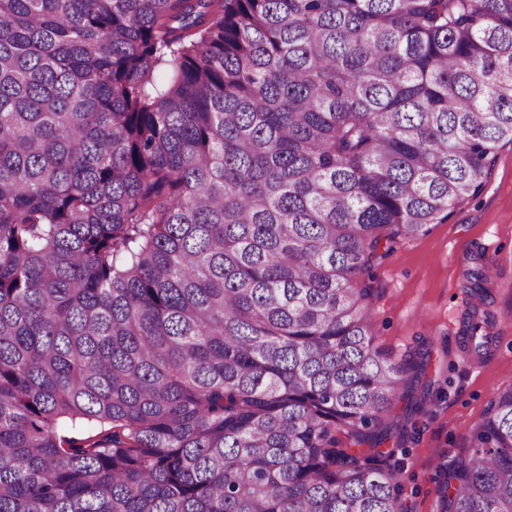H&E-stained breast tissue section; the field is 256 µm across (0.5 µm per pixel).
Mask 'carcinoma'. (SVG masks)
<instances>
[{
    "instance_id": "carcinoma-1",
    "label": "carcinoma",
    "mask_w": 512,
    "mask_h": 512,
    "mask_svg": "<svg viewBox=\"0 0 512 512\" xmlns=\"http://www.w3.org/2000/svg\"><path fill=\"white\" fill-rule=\"evenodd\" d=\"M504 139L512 0H0V512H404L372 268ZM443 496L512 512V386Z\"/></svg>"
}]
</instances>
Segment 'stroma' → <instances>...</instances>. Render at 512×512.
Masks as SVG:
<instances>
[{
	"mask_svg": "<svg viewBox=\"0 0 512 512\" xmlns=\"http://www.w3.org/2000/svg\"><path fill=\"white\" fill-rule=\"evenodd\" d=\"M477 250L491 265L490 311H512L511 142L499 145L476 194L426 234L401 241L374 269L367 303L376 346L396 360L410 352L429 355L422 380L408 389L412 400L426 399V412L406 414L401 403L394 410L409 434L390 461L401 472L408 512H443L445 480L467 455L472 428L494 393L512 386V326L499 327L480 362L463 352L471 298L462 273Z\"/></svg>",
	"mask_w": 512,
	"mask_h": 512,
	"instance_id": "stroma-1",
	"label": "stroma"
}]
</instances>
